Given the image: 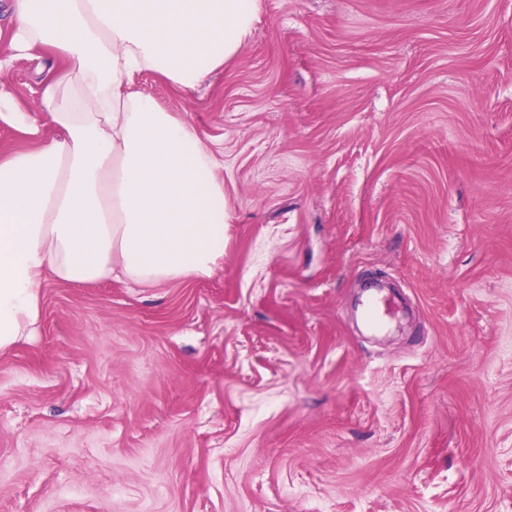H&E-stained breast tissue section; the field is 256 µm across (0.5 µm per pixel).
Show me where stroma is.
I'll return each instance as SVG.
<instances>
[{
	"label": "stroma",
	"mask_w": 512,
	"mask_h": 512,
	"mask_svg": "<svg viewBox=\"0 0 512 512\" xmlns=\"http://www.w3.org/2000/svg\"><path fill=\"white\" fill-rule=\"evenodd\" d=\"M137 89L223 152L224 261L47 281L0 512H512V0H262Z\"/></svg>",
	"instance_id": "obj_1"
}]
</instances>
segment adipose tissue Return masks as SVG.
I'll use <instances>...</instances> for the list:
<instances>
[{"label":"adipose tissue","instance_id":"ef3b65f1","mask_svg":"<svg viewBox=\"0 0 512 512\" xmlns=\"http://www.w3.org/2000/svg\"><path fill=\"white\" fill-rule=\"evenodd\" d=\"M261 0H10L0 72L52 59L41 105L0 86V353L36 335L47 279L120 273L154 287L224 259V159L184 117L135 88L146 72L188 92L251 37Z\"/></svg>","mask_w":512,"mask_h":512}]
</instances>
